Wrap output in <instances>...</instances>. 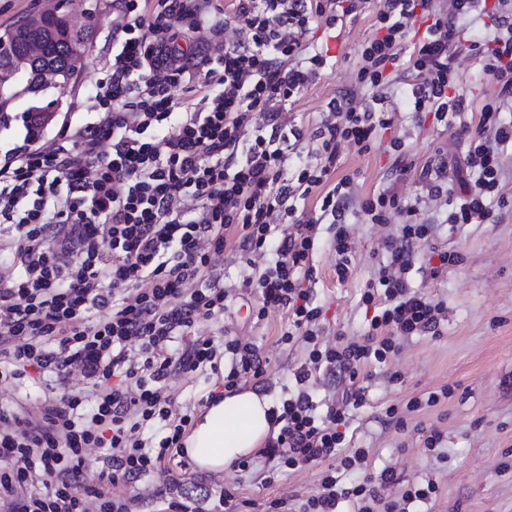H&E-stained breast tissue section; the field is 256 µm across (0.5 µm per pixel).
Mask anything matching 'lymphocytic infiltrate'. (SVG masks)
Instances as JSON below:
<instances>
[{
  "label": "lymphocytic infiltrate",
  "instance_id": "lymphocytic-infiltrate-1",
  "mask_svg": "<svg viewBox=\"0 0 512 512\" xmlns=\"http://www.w3.org/2000/svg\"><path fill=\"white\" fill-rule=\"evenodd\" d=\"M363 0H118L112 61L100 82L96 112L61 142L43 150L10 149L0 162V223L21 274L0 270V380L30 372L63 383L72 369L90 381L88 394L57 395L38 417L0 404V507L5 512H132L125 487L158 469L169 449L182 448L190 414L173 415L166 382L177 371L232 356L225 389L260 378L266 363L259 347L234 338L216 345L198 324L227 308L213 259L227 245L248 256L277 238V258L245 279L260 300L257 317L288 312L285 343L303 341L308 360L295 373L297 393L275 417L280 429L261 455L270 470L321 467L319 488L301 505L272 499L269 512H338L341 500L356 512H408L428 501L434 479L410 484L385 501L396 485L394 469L341 484L339 470L360 466L366 451L341 454L349 406H362L366 389L356 379L369 359L398 351L400 339L437 333L448 314L443 300L412 289L406 274L416 244L429 241L434 225L396 191L363 200L372 224L404 217L398 233L384 238L387 261L363 295L382 297L363 340L318 347L322 319L304 281L315 276L317 226L330 220L338 281L353 271L351 232L342 222L354 189L335 178L339 156L376 148V132L392 117L381 103L394 71L412 62L421 81L412 109L445 122L469 107L456 89L453 46L468 42L481 81L496 95L468 132L465 192L452 204V224L486 223L504 175L501 146L512 144V122L500 119L512 105V0H381L380 30L362 44L348 92L331 98L310 138L319 163L290 167L283 144L302 140L286 130L281 110L298 98L327 65L322 50L302 40L311 25L337 27L356 15ZM237 39H229L228 31ZM411 59H404L408 37ZM219 65L211 67L210 53ZM196 96L177 101L181 84ZM314 200L313 211L298 201ZM287 225L277 233L278 225ZM188 337L171 354L175 337ZM137 345L129 355L128 345ZM348 376L341 402L318 419L306 385L313 371ZM167 434L147 445L138 430L152 418ZM109 444L108 470L83 474L86 449ZM57 476L46 492L33 485Z\"/></svg>",
  "mask_w": 512,
  "mask_h": 512
}]
</instances>
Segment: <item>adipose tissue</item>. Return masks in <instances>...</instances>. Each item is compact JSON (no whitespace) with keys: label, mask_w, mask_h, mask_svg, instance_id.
<instances>
[{"label":"adipose tissue","mask_w":512,"mask_h":512,"mask_svg":"<svg viewBox=\"0 0 512 512\" xmlns=\"http://www.w3.org/2000/svg\"><path fill=\"white\" fill-rule=\"evenodd\" d=\"M271 407L267 396L251 390L214 399L185 440L187 455L204 472L228 468L267 439Z\"/></svg>","instance_id":"obj_1"}]
</instances>
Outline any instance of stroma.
Returning <instances> with one entry per match:
<instances>
[{
  "mask_svg": "<svg viewBox=\"0 0 512 512\" xmlns=\"http://www.w3.org/2000/svg\"><path fill=\"white\" fill-rule=\"evenodd\" d=\"M72 15L76 26L91 23L93 36L87 45L86 66L64 92L49 90L48 98H62L59 119L44 131L41 147L57 139L64 122L73 115L92 111L97 84L106 75L112 57V29L119 20L114 0H75ZM92 8V20H85L82 7ZM378 0H367L356 17L346 19L341 31L312 28L306 42L327 49L330 65L294 103L288 105L289 126L310 133L317 125L326 102L348 89L357 63L359 45L375 34ZM477 59L461 53L457 83L471 102L457 115L456 124L475 127L480 109L495 93L493 85L481 82ZM420 76L412 65L398 71L386 91L384 108L393 117V126L382 134L376 150L359 156L343 152L337 176H350L356 195L361 198L383 190L397 189L416 202L418 214L437 224V235L430 244L417 245L407 274L413 289L437 296L448 306V315L438 336H410L401 350L386 362H371L360 375L368 388L363 407L349 409L345 429L351 447L368 451V467L373 471L393 468L405 483L436 479L439 490L428 503V512H512V204L495 208L492 222L448 226L449 208L430 192L421 179L424 165L438 161L462 162L465 140L453 138L433 114L413 112L409 104L412 89ZM406 145L412 169L398 175L390 147L393 137ZM345 221L353 232L356 262L352 276L338 282L334 274L336 256L330 248L333 229L320 224L313 262L316 277L310 284L315 305L323 309V343L356 339L369 330L362 301L374 273L386 259L380 247L387 230L366 223L358 205H350ZM275 244H268L255 265L239 258L234 248H226L216 258L224 271V286L231 295L223 316L200 325L201 333L215 340L237 337L260 347L267 362L264 376L248 379V387L281 404L295 389L294 374L307 360L302 343L285 344L281 335L289 328V315L272 310L265 318L249 315L248 307L258 306L256 295L243 290L241 283L252 270L263 269L276 257ZM454 251L461 260L437 278L427 272L431 250ZM400 371V382L388 376ZM448 386L453 394L437 406L408 415L407 428L385 424L386 410L404 408L414 397ZM221 370L208 365L181 371L167 382L166 391L176 409L190 408L200 415L211 395L223 392ZM436 426L443 433V459L432 458L424 447L420 430ZM318 469L268 475L261 462L247 470L229 468L219 472L199 471L190 459L176 454L165 460L153 474L128 485L127 494L139 499V512H165L169 498H194L205 502L207 512H222L224 492L253 502L251 512H265L267 501L291 496L301 502L316 489Z\"/></svg>",
  "mask_w": 512,
  "mask_h": 512,
  "instance_id": "obj_1",
  "label": "stroma"
}]
</instances>
